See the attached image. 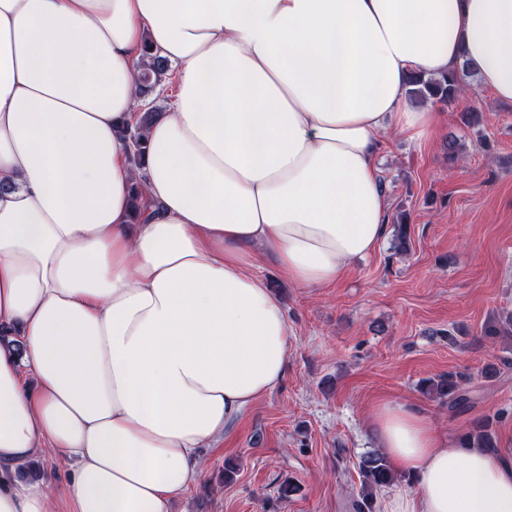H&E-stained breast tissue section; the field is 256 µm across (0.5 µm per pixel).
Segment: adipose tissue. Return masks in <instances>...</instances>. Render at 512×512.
Masks as SVG:
<instances>
[{
    "instance_id": "1",
    "label": "adipose tissue",
    "mask_w": 512,
    "mask_h": 512,
    "mask_svg": "<svg viewBox=\"0 0 512 512\" xmlns=\"http://www.w3.org/2000/svg\"><path fill=\"white\" fill-rule=\"evenodd\" d=\"M147 51L178 91L135 166ZM462 63L512 103V0H0V512H170L283 377L253 267L326 287L371 252L386 135L441 120L407 80ZM368 426L417 481L387 512H512V450L399 403ZM154 112H144L140 116L135 125L129 123L123 125L120 130V135L125 142L128 143L130 150L133 148V161L135 165H140L142 156L145 152L144 130L153 118Z\"/></svg>"
}]
</instances>
